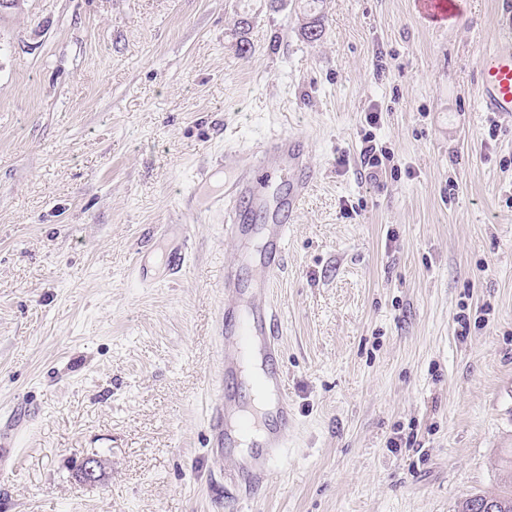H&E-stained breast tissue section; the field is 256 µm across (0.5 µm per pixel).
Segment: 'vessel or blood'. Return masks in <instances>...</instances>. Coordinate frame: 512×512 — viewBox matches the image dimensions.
<instances>
[{"label":"vessel or blood","instance_id":"obj_1","mask_svg":"<svg viewBox=\"0 0 512 512\" xmlns=\"http://www.w3.org/2000/svg\"><path fill=\"white\" fill-rule=\"evenodd\" d=\"M422 17L443 25L456 16L462 0H417ZM478 109L495 115H512V30L499 38L480 57L477 79ZM297 134H278L264 142L242 164L240 155L225 154L224 167L236 171L228 189L211 199V211L225 214L224 231L231 238L250 235L259 248L248 259L259 276L242 278L237 266L224 268V307L219 339L224 347L221 377L224 386L209 412L210 436L215 447L234 448L251 440L254 451L240 459L232 486L239 502L268 482L273 466L282 460L288 446L292 408L284 393L281 325L270 292L273 277L282 269L288 225L299 210L315 179ZM276 170L286 175L285 189L269 196L255 172ZM251 199L250 214L237 212L242 195ZM190 255L184 236L171 237L166 265L171 276H180Z\"/></svg>","mask_w":512,"mask_h":512}]
</instances>
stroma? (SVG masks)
<instances>
[{
  "label": "stroma",
  "instance_id": "35a3bbf8",
  "mask_svg": "<svg viewBox=\"0 0 512 512\" xmlns=\"http://www.w3.org/2000/svg\"><path fill=\"white\" fill-rule=\"evenodd\" d=\"M508 8L464 0L440 29L414 0L1 11L0 439L20 446L0 512H457L497 492L512 457V116L475 98ZM314 9L326 32L310 41ZM279 132L302 135L316 171L273 288L296 423L239 503L206 413L224 268L254 269L208 205L225 151ZM369 143L388 157L374 180ZM169 224L191 251L174 280L150 252Z\"/></svg>",
  "mask_w": 512,
  "mask_h": 512
}]
</instances>
